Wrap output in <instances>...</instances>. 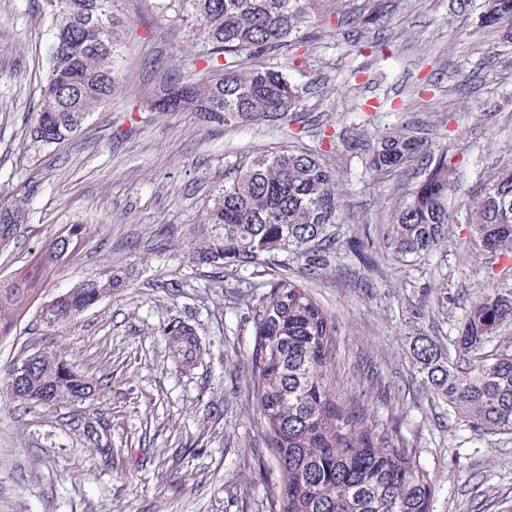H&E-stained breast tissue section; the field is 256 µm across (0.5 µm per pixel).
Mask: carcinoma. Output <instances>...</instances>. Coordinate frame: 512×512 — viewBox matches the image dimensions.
Segmentation results:
<instances>
[{
    "instance_id": "cac0c4a2",
    "label": "carcinoma",
    "mask_w": 512,
    "mask_h": 512,
    "mask_svg": "<svg viewBox=\"0 0 512 512\" xmlns=\"http://www.w3.org/2000/svg\"><path fill=\"white\" fill-rule=\"evenodd\" d=\"M345 0H158L155 22L175 18L186 27L190 51L186 80L171 105L154 102L160 119L186 112L214 128L259 121H297L306 91L288 67L265 57L295 52L316 27L334 38L353 25L368 27L386 15L387 0H366L357 14ZM115 0H40L51 43L39 75V98L29 110L26 134L41 147L58 145L81 129L116 89L113 60ZM481 25L512 24V0H483ZM373 177L406 168L418 180L390 213L383 259L425 258L448 242L459 211L448 204L457 178L448 152L433 156L414 128L373 133L366 143ZM346 208L337 170L322 150L284 143L230 167L192 225L196 265L245 271L280 253L323 266L336 240L325 226ZM23 207L0 203V250L9 246ZM474 253H512V165L490 174L464 207ZM86 227L71 224L49 237L26 274L0 282V337L11 335L41 287L73 253ZM348 249L363 265L376 258L359 239ZM123 284L116 271L78 281L54 296L41 313L49 327L75 321ZM253 306L255 345L250 357L252 397L266 448L279 473L271 512H430L429 474L398 435L372 422L336 377L338 324L302 283L282 274L261 284ZM512 324V291L493 288L477 296L457 327L448 352L426 336L411 358L432 398L484 433L512 434V340L497 339ZM169 353L184 366L202 364L206 344L194 327L167 329ZM86 379L67 360L41 353L17 365L6 386L12 398L44 406L82 401Z\"/></svg>"
}]
</instances>
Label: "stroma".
Masks as SVG:
<instances>
[{
	"label": "stroma",
	"instance_id": "stroma-1",
	"mask_svg": "<svg viewBox=\"0 0 512 512\" xmlns=\"http://www.w3.org/2000/svg\"><path fill=\"white\" fill-rule=\"evenodd\" d=\"M482 0H389L385 47L373 29L359 47L315 35L293 61L307 91L297 122L213 129L183 112L148 108L181 76L183 29L154 25L156 0H116L123 25L120 91L55 149L25 135L39 96L34 72L50 43L38 0H0V202L26 220L0 253V279L31 264L49 234L74 221L86 233L45 284L16 332L0 339V391L15 363L41 352L66 358L92 384L86 399L44 407L0 394V512H269L279 482L261 438L250 382L255 344L249 303L263 266L230 275L188 259L189 228L237 156L290 133L317 148L343 133L333 164L348 207L328 228L327 266L280 260L339 324L336 368L378 425L396 431L433 485L431 512H512V434H486L423 392L410 346L450 347L472 299L512 289V259L473 254L458 224L429 258L399 268L362 265L350 237L376 248L393 200L412 172L373 180L361 143L377 130L419 128L431 153L448 151L459 208L492 168L512 164V34L479 24ZM127 273L76 321L54 329L41 306L88 275ZM444 282V296L433 287ZM189 321L205 341L203 365L182 371L165 331Z\"/></svg>",
	"mask_w": 512,
	"mask_h": 512
}]
</instances>
